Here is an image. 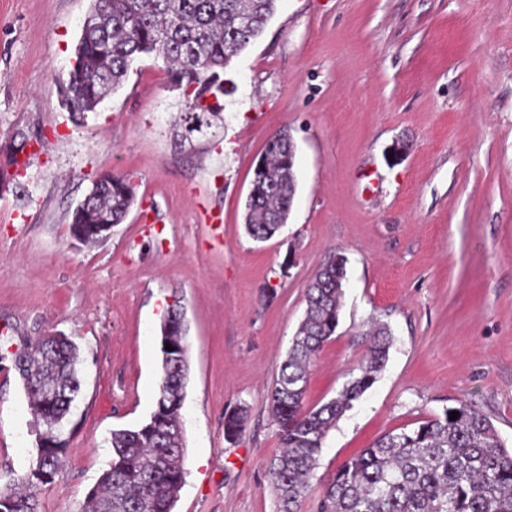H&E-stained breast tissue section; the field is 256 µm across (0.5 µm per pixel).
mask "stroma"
I'll list each match as a JSON object with an SVG mask.
<instances>
[{
  "instance_id": "obj_1",
  "label": "stroma",
  "mask_w": 512,
  "mask_h": 512,
  "mask_svg": "<svg viewBox=\"0 0 512 512\" xmlns=\"http://www.w3.org/2000/svg\"><path fill=\"white\" fill-rule=\"evenodd\" d=\"M91 0H0V484L36 456L10 350L61 333L79 346L82 394L40 512H81L115 429L146 422L161 375L159 325L180 298L189 380L186 479L174 512H280L270 394L304 318L306 289L346 256L339 325L309 374L321 405L392 334L375 384L327 435L300 512L382 434L462 398L512 448V0H278L225 74L224 110L185 141L181 92L144 58L82 120L61 101ZM288 129L297 191L264 242L244 231L253 168ZM30 138L27 164L4 152ZM135 204L96 245L69 214L100 174ZM245 408L244 432L224 436Z\"/></svg>"
}]
</instances>
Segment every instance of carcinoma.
<instances>
[{
	"label": "carcinoma",
	"mask_w": 512,
	"mask_h": 512,
	"mask_svg": "<svg viewBox=\"0 0 512 512\" xmlns=\"http://www.w3.org/2000/svg\"><path fill=\"white\" fill-rule=\"evenodd\" d=\"M277 0H93L97 19L81 31L74 49L76 65L67 84L77 91L80 117L93 112L125 81L144 56L162 61L168 82L183 95L178 124L182 138L210 129L221 114L198 101L207 92H224V73L266 28ZM279 142L264 146V163L256 164L245 204L246 233L257 242L281 229L297 189L295 145L279 131ZM135 198L124 175L92 183L72 210L69 224L85 225L89 242H99L94 225L122 223ZM346 279L343 257L333 254L314 274L306 293V314L270 396L282 451L270 464L271 482L280 495L281 512H300L309 480L327 433L353 403L376 382L390 348L384 326L372 333L365 364L337 395L318 407L304 403L309 371L325 342L336 332ZM180 299L164 319L176 315L171 335L186 343L187 323ZM38 336L18 337L12 353L36 422V436L46 448L32 464L0 486V509L39 512L37 491L54 481L67 451L63 421L81 392L77 346L62 337L40 344ZM188 380L184 360L163 367L158 399L150 420L136 429L112 431V460L82 512H173L185 481L182 403ZM458 418L449 419L451 412ZM245 411L224 415V435L238 438ZM317 512H512V450L493 423L465 399L443 415L410 430L383 434L343 462L329 478Z\"/></svg>",
	"instance_id": "carcinoma-1"
}]
</instances>
